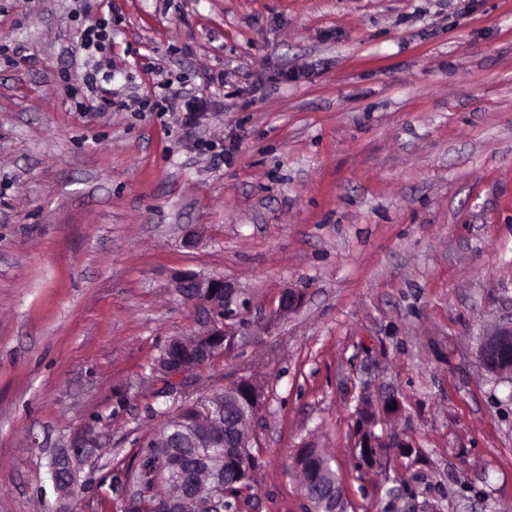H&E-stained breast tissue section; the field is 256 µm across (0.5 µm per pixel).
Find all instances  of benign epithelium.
Segmentation results:
<instances>
[{
    "instance_id": "obj_1",
    "label": "benign epithelium",
    "mask_w": 512,
    "mask_h": 512,
    "mask_svg": "<svg viewBox=\"0 0 512 512\" xmlns=\"http://www.w3.org/2000/svg\"><path fill=\"white\" fill-rule=\"evenodd\" d=\"M174 291L198 312V330L193 333L191 343L192 358L185 362H170L168 357L159 359L152 369L160 373L178 391H183L187 373L205 364L224 345V339L236 340L245 325L251 310L246 293L233 281L222 276H205L191 270L177 273L173 278ZM304 295L297 289L288 287L278 298L274 315L281 318L299 311L304 303ZM479 357L484 368L495 375L512 374V319L498 325L483 335L479 345ZM234 390L249 394L252 414H257L267 400L265 384L254 376L240 378ZM403 405L393 393L383 392L375 396H361L356 410L358 438L355 447L361 449L359 458L368 468L375 467L370 449L387 446L389 448H412V441L400 435H379L377 425L401 415ZM100 447V435H95L93 444L82 450L75 441L69 440L58 445L53 461L77 462L76 454L93 455Z\"/></svg>"
}]
</instances>
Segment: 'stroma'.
<instances>
[{
	"mask_svg": "<svg viewBox=\"0 0 512 512\" xmlns=\"http://www.w3.org/2000/svg\"><path fill=\"white\" fill-rule=\"evenodd\" d=\"M76 9L112 22L113 89L172 79L168 111L75 109ZM185 88L213 101L191 129ZM179 270L252 310L167 396L150 365L196 328ZM287 287L305 303L272 317ZM509 319L512 0H0V512H56L52 447L89 427L75 512H120L110 480L161 410L249 375L241 512H312L309 445L346 512H512V380L479 361ZM381 390L414 450L372 470L356 408ZM309 451V457L312 458L306 460L303 463L302 467L298 468L300 469L303 478L304 490L306 489L308 480L310 481L309 489L311 491L317 488L318 485L323 481L329 483L332 482V479L336 481V477L339 476L337 475L336 470L332 467L329 461L331 460V458L324 455L319 448H309ZM318 460H321L322 462L326 463V467L322 470V472H320V469L313 468V463H315ZM327 494L329 497H332L336 503V508L331 512H344L345 506L342 485L338 481H336V485L334 484L331 487L328 486Z\"/></svg>",
	"mask_w": 512,
	"mask_h": 512,
	"instance_id": "35a3bbf8",
	"label": "stroma"
}]
</instances>
